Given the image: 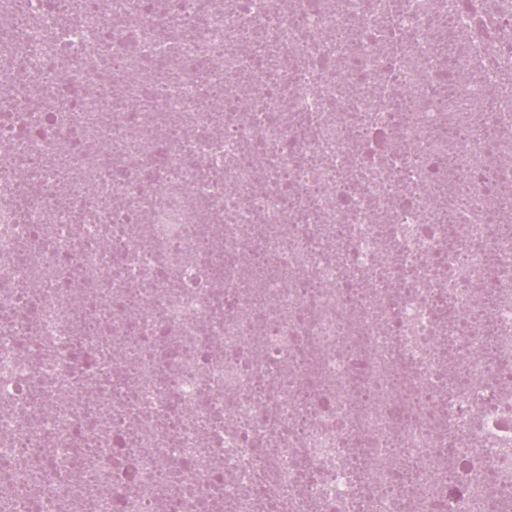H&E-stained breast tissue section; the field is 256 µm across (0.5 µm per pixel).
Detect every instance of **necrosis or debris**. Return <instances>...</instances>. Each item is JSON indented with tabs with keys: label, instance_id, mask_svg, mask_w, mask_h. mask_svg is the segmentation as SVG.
Returning <instances> with one entry per match:
<instances>
[{
	"label": "necrosis or debris",
	"instance_id": "obj_1",
	"mask_svg": "<svg viewBox=\"0 0 512 512\" xmlns=\"http://www.w3.org/2000/svg\"><path fill=\"white\" fill-rule=\"evenodd\" d=\"M511 193L512 0H0V512H495Z\"/></svg>",
	"mask_w": 512,
	"mask_h": 512
}]
</instances>
